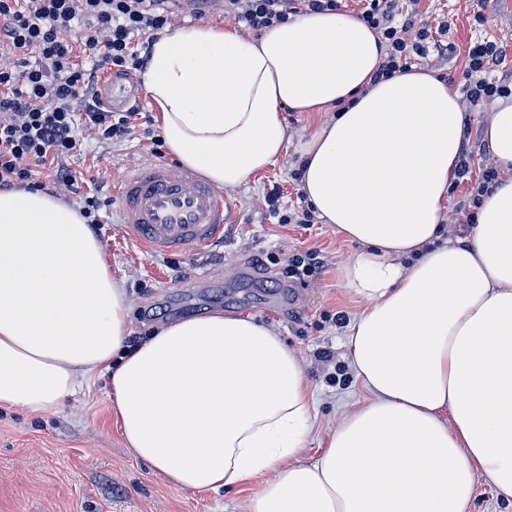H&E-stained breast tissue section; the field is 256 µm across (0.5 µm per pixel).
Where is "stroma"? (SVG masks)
Here are the masks:
<instances>
[{"mask_svg": "<svg viewBox=\"0 0 512 512\" xmlns=\"http://www.w3.org/2000/svg\"><path fill=\"white\" fill-rule=\"evenodd\" d=\"M425 21H448V57L430 56L425 65L452 77L461 91L465 54L471 42L503 44L512 58V0H420ZM150 127H136L127 139L100 143L84 134L64 161L84 190L103 201L101 224L93 232L122 282L130 308L129 344H137L159 324L216 311L249 316L273 327L303 361L313 395V426L307 455L315 457L326 435L366 394L349 366L347 324L365 306L346 283L343 267L354 244L326 224H281L265 196L280 188V204L303 205L299 164L288 154L247 186L228 190L235 221L221 242L202 254L180 257L146 252L129 239L120 222L114 191L142 157L151 153ZM320 250L325 265L310 285L288 276L293 256ZM210 265L217 286L192 276L197 264ZM331 351L332 362L318 353ZM110 382L101 376L56 411L28 413L0 407V512H248L261 480L232 491H185L165 481L127 447L112 411Z\"/></svg>", "mask_w": 512, "mask_h": 512, "instance_id": "35a3bbf8", "label": "stroma"}]
</instances>
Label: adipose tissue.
<instances>
[{
	"label": "adipose tissue",
	"instance_id": "1",
	"mask_svg": "<svg viewBox=\"0 0 512 512\" xmlns=\"http://www.w3.org/2000/svg\"><path fill=\"white\" fill-rule=\"evenodd\" d=\"M378 34L348 13L248 40L229 26L158 38L142 73L168 148L231 189L288 152L285 111L313 118L301 190L354 243L367 302L347 336L368 394L305 459V368L272 328L215 312L128 347L129 304L90 225L40 191L0 192V406L54 410L109 375L137 459L184 490L265 476L250 512H469L476 474L512 504V102L482 138L500 173L476 222L445 238L465 118L422 66L372 82Z\"/></svg>",
	"mask_w": 512,
	"mask_h": 512
}]
</instances>
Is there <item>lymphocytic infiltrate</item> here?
<instances>
[{
	"mask_svg": "<svg viewBox=\"0 0 512 512\" xmlns=\"http://www.w3.org/2000/svg\"><path fill=\"white\" fill-rule=\"evenodd\" d=\"M359 18L380 33L384 58L375 80L406 70L414 58L451 51L447 24L400 13V0H358ZM340 0H224V15L261 32L289 18L334 11ZM172 22L164 0H0V191H44L77 180L62 161L91 131L101 141L130 136L137 109L106 108L99 72L128 77L143 71L155 35ZM503 48L473 43L463 72L470 107L512 97V81L496 77Z\"/></svg>",
	"mask_w": 512,
	"mask_h": 512,
	"instance_id": "obj_1",
	"label": "lymphocytic infiltrate"
}]
</instances>
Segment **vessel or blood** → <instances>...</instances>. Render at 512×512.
<instances>
[{"instance_id": "vessel-or-blood-1", "label": "vessel or blood", "mask_w": 512, "mask_h": 512, "mask_svg": "<svg viewBox=\"0 0 512 512\" xmlns=\"http://www.w3.org/2000/svg\"><path fill=\"white\" fill-rule=\"evenodd\" d=\"M136 92L113 77L101 83L103 100L112 106ZM116 195L127 235L152 253L202 250L223 237L232 214L223 192L195 170L161 158L135 167Z\"/></svg>"}]
</instances>
